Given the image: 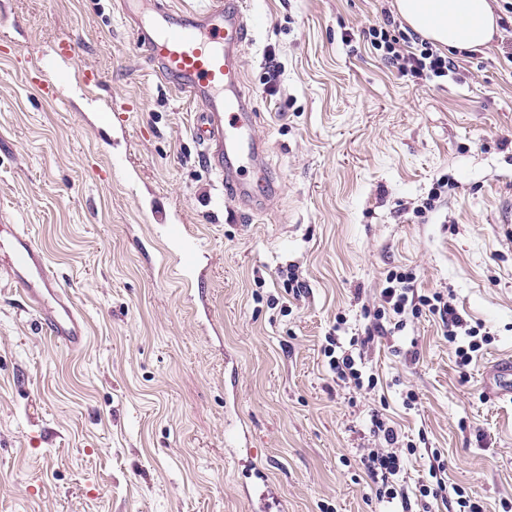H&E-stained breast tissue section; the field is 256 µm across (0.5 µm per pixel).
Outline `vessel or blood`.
<instances>
[{
  "instance_id": "1",
  "label": "vessel or blood",
  "mask_w": 512,
  "mask_h": 512,
  "mask_svg": "<svg viewBox=\"0 0 512 512\" xmlns=\"http://www.w3.org/2000/svg\"><path fill=\"white\" fill-rule=\"evenodd\" d=\"M123 11L135 23L134 37L144 47L158 73L179 93L195 102L192 135L202 156L222 185L234 191L235 201L254 199L253 183L244 172L259 155L256 114L242 90L240 48L249 34L242 0H209L203 9L185 13L166 0H123ZM165 257L179 279L191 284L197 270L201 238L182 224L163 227ZM0 271L28 296L49 336L69 348H81L85 321L67 303L50 273L42 252L34 248L19 225H11ZM488 398L512 402V360L495 364L484 381ZM262 491L258 512H276L281 501L263 470H256Z\"/></svg>"
}]
</instances>
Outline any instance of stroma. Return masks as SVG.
I'll return each mask as SVG.
<instances>
[{
    "label": "stroma",
    "instance_id": "stroma-1",
    "mask_svg": "<svg viewBox=\"0 0 512 512\" xmlns=\"http://www.w3.org/2000/svg\"><path fill=\"white\" fill-rule=\"evenodd\" d=\"M393 9L244 0L243 90L273 185L251 210L216 207L197 107L151 70L122 0H0V225H26L88 330L80 350L41 335L0 281V512H252L253 465L285 512H380L360 463L383 445L376 411L419 445L404 491L432 448L448 486L512 512V404L482 388L512 358V33L417 83L361 36ZM45 60L64 75L49 94ZM165 224L205 237L194 287L161 263ZM401 269L488 344L459 366L426 313L370 344L374 391L338 383L326 335H363Z\"/></svg>",
    "mask_w": 512,
    "mask_h": 512
}]
</instances>
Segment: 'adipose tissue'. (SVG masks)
Segmentation results:
<instances>
[{
    "label": "adipose tissue",
    "mask_w": 512,
    "mask_h": 512,
    "mask_svg": "<svg viewBox=\"0 0 512 512\" xmlns=\"http://www.w3.org/2000/svg\"><path fill=\"white\" fill-rule=\"evenodd\" d=\"M396 9L413 31L452 50L485 46L497 31L491 0H396Z\"/></svg>",
    "instance_id": "ef3b65f1"
}]
</instances>
